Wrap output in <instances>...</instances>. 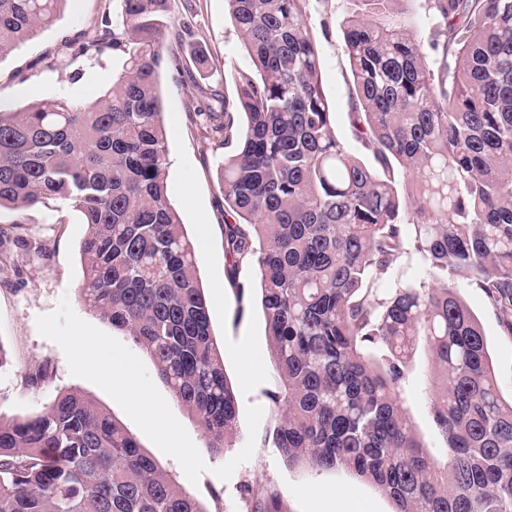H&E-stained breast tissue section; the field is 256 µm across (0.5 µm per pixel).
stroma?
I'll return each mask as SVG.
<instances>
[{"label":"stroma","mask_w":512,"mask_h":512,"mask_svg":"<svg viewBox=\"0 0 512 512\" xmlns=\"http://www.w3.org/2000/svg\"><path fill=\"white\" fill-rule=\"evenodd\" d=\"M118 7V0H69L53 25L0 58V103L19 109L33 100L62 94L78 102L104 95L122 70L125 54L105 47L81 55L64 48L63 41L102 19L115 18ZM355 8V0H310L307 24L320 47L322 84L334 109L336 134L356 154L360 147L348 122L351 76L342 51L344 20ZM169 15L173 24L162 32L169 61L160 75L168 193L196 244L211 329L224 351L225 374L237 392L238 436L224 453H212L198 424L179 403L170 402L209 467L198 484H191L180 464L161 452L107 393L72 376L62 349L40 335L37 316L53 311L65 297L81 319L121 343L129 341L79 298L80 245L87 227L79 212L61 199L49 200L46 208L32 214L30 223L18 229L10 224L11 211L0 212V255L6 259L0 265V355L5 358L0 369V421L40 413L57 393L78 392L132 434L178 486L196 497L204 512H250L253 496L270 492L278 493L284 512H395L393 501L375 485L341 470L318 473L304 465H285L272 445L278 417L269 395L277 388V375L269 355L266 321L256 293H238L226 278L224 209L217 186L224 148L202 136L194 117L200 89L211 87L233 96L237 72L251 61L229 18L226 0H169ZM185 22L192 24L193 41L208 57L207 75H200L189 53L175 45L177 28ZM19 236L24 245L16 244ZM43 247L49 250L45 259L37 255ZM458 293L483 326L503 397L512 396V335L502 331L477 289L462 281ZM44 366L52 372L50 381L32 387L29 374ZM431 370L428 350L419 348L410 365L404 407L423 443L439 448L443 441L428 399ZM251 404L263 409L254 453L229 480H220L214 468L228 462L248 440L246 408Z\"/></svg>","instance_id":"1"}]
</instances>
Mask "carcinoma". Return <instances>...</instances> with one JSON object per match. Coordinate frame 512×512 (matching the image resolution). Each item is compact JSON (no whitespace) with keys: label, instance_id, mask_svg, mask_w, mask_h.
Returning a JSON list of instances; mask_svg holds the SVG:
<instances>
[{"label":"carcinoma","instance_id":"1","mask_svg":"<svg viewBox=\"0 0 512 512\" xmlns=\"http://www.w3.org/2000/svg\"><path fill=\"white\" fill-rule=\"evenodd\" d=\"M67 0H0V58L52 25ZM87 43L126 55L99 99L0 105V210L45 200L83 217L84 304L129 337L221 454L237 437L199 284L197 253L168 202L160 35L168 0H120ZM251 65L234 101L195 112L219 141L229 276L251 264L279 378L273 443L285 461L346 470L395 512H512V402L455 280L478 288L512 334V0H428L427 42L397 19L406 0H358L347 18L349 125L336 135L310 0H227ZM413 250L422 277L383 293ZM432 357L430 408L444 446L403 408L408 363ZM0 512H204L89 398L60 392L0 422Z\"/></svg>","mask_w":512,"mask_h":512}]
</instances>
